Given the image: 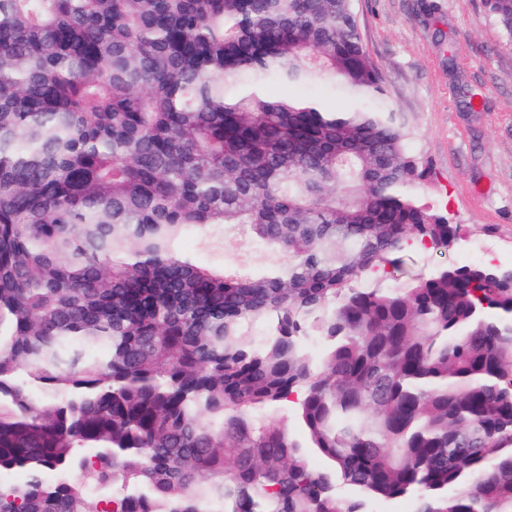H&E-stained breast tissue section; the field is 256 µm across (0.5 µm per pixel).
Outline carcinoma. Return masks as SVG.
I'll use <instances>...</instances> for the list:
<instances>
[{
    "label": "carcinoma",
    "instance_id": "obj_1",
    "mask_svg": "<svg viewBox=\"0 0 512 512\" xmlns=\"http://www.w3.org/2000/svg\"><path fill=\"white\" fill-rule=\"evenodd\" d=\"M410 140L353 0H0V512H512V273L412 270ZM180 249L188 255L195 256L208 265L238 266L253 275L262 274L266 268L283 259L282 256L270 254L256 241L224 232L208 236L193 234L185 236L179 243Z\"/></svg>",
    "mask_w": 512,
    "mask_h": 512
}]
</instances>
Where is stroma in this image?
Returning <instances> with one entry per match:
<instances>
[{
  "label": "stroma",
  "instance_id": "35a3bbf8",
  "mask_svg": "<svg viewBox=\"0 0 512 512\" xmlns=\"http://www.w3.org/2000/svg\"><path fill=\"white\" fill-rule=\"evenodd\" d=\"M354 7L362 41L428 170L421 195L462 227L447 251L418 250L419 269L471 264L476 246L489 263L512 268V47L484 0H354ZM466 88L475 102L463 98ZM179 247L255 275L277 260L229 232L193 234Z\"/></svg>",
  "mask_w": 512,
  "mask_h": 512
}]
</instances>
